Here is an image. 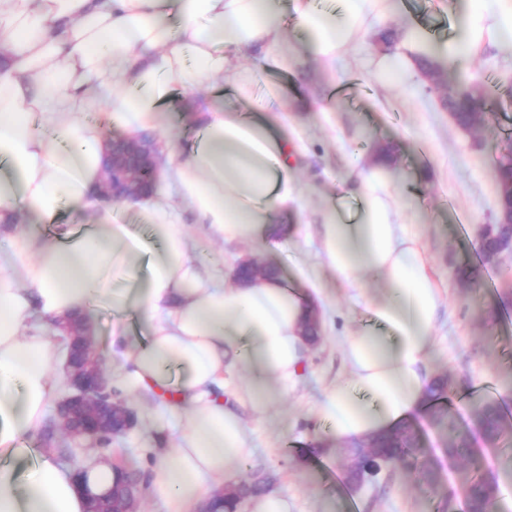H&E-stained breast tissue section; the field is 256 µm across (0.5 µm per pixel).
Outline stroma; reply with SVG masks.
<instances>
[{
	"instance_id": "1",
	"label": "stroma",
	"mask_w": 512,
	"mask_h": 512,
	"mask_svg": "<svg viewBox=\"0 0 512 512\" xmlns=\"http://www.w3.org/2000/svg\"><path fill=\"white\" fill-rule=\"evenodd\" d=\"M387 5L384 18L367 17L364 38L332 66L296 54L287 72L266 67L255 86L256 94L272 95L275 127L296 147L295 201L279 218L285 228L279 248L263 239L213 240L190 213L182 215L193 258L229 274L251 256L279 266L286 283L305 292L319 290L314 302L322 339L309 351L303 377L264 416L240 409L258 453L239 474L247 476L252 468L270 474L272 491L287 499L289 512H438L440 505L411 471L400 468L382 472L361 490L349 489L338 443L315 412L324 387L346 376L342 339L362 317V293L378 288L369 282L359 293L341 286L321 259L327 203L342 196L353 161L370 169L380 146L397 149L386 179L426 245L443 288L426 370L430 377L454 380L450 399L461 419L470 415L467 392L475 383L496 396L504 393L503 376L512 371V255L489 267L482 265L479 248L482 229L497 221L493 163L504 155L512 133V43H484L456 70V77L480 84L484 101L482 125L463 132L439 109L417 68L371 79L363 65L381 56L374 45L380 29L402 32L419 23L434 41L448 33L452 17L464 13L469 0H387ZM187 111L176 104L171 125L155 133L164 159L158 190H171L173 156L194 136ZM461 265L475 268L476 287L462 288L456 277ZM120 397L135 408L138 424L113 441L112 454L146 467L152 450L143 441L154 432L153 405L126 389Z\"/></svg>"
}]
</instances>
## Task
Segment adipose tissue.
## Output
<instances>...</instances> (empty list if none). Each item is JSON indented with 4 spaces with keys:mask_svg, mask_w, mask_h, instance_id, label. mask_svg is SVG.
<instances>
[{
    "mask_svg": "<svg viewBox=\"0 0 512 512\" xmlns=\"http://www.w3.org/2000/svg\"><path fill=\"white\" fill-rule=\"evenodd\" d=\"M379 2L0 0V221H24L0 245V512H85L75 465L54 463L52 449H42L28 476L15 468L59 395L56 323L74 312H112L124 362L116 384L157 400L172 447L150 468L147 490L165 512H201L223 484L236 483L256 452L239 408L264 415L302 376L301 326L313 302L279 279L244 285L195 263L179 212L188 208L225 242L270 237L294 199L293 146L261 117V104L244 113L225 111L216 96L198 103L199 132L174 164L175 194L138 201L144 222L136 229L116 223L94 196L106 131L158 130L178 94L201 88L249 98L257 73L238 59L250 51L287 68L290 14L305 34L299 54L333 63ZM453 30L429 47L408 30L407 52L384 57L379 72L406 70L411 52L424 50L453 69L467 49L512 38V0H472ZM349 195L357 219L326 212L323 261L348 288L367 279L381 288L344 340L348 379L318 405L340 442L423 409L442 302L383 168L360 174ZM66 207L88 213L91 224H55L41 236L37 225ZM236 365L246 379L231 388L225 376Z\"/></svg>",
    "mask_w": 512,
    "mask_h": 512,
    "instance_id": "ef3b65f1",
    "label": "adipose tissue"
}]
</instances>
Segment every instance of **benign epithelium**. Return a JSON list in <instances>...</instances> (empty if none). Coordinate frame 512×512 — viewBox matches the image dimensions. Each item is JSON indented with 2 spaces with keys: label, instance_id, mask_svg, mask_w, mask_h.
I'll return each instance as SVG.
<instances>
[{
  "label": "benign epithelium",
  "instance_id": "obj_1",
  "mask_svg": "<svg viewBox=\"0 0 512 512\" xmlns=\"http://www.w3.org/2000/svg\"><path fill=\"white\" fill-rule=\"evenodd\" d=\"M106 166L100 192L114 202L135 201L149 196L163 165L156 143L144 136L108 140ZM499 223H512V181L497 193ZM69 339L62 370L65 395L56 404L47 424V434L74 443L86 442L107 459L97 441L102 436L125 435L137 424L134 408L112 396L104 359L93 347L94 326L86 319H69L61 324ZM87 512H140L141 499L116 494L114 488L94 492L83 486Z\"/></svg>",
  "mask_w": 512,
  "mask_h": 512
}]
</instances>
